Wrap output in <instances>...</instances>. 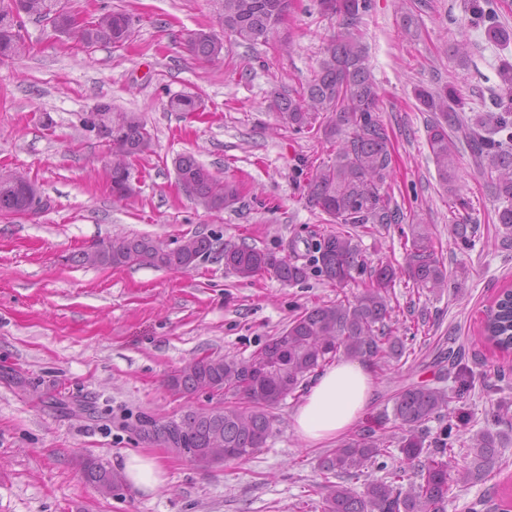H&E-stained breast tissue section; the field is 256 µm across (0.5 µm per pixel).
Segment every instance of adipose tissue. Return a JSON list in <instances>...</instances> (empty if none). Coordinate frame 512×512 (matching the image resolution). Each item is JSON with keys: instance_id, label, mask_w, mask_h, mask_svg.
<instances>
[{"instance_id": "ef3b65f1", "label": "adipose tissue", "mask_w": 512, "mask_h": 512, "mask_svg": "<svg viewBox=\"0 0 512 512\" xmlns=\"http://www.w3.org/2000/svg\"><path fill=\"white\" fill-rule=\"evenodd\" d=\"M374 389L368 363L351 359L336 362L312 379L293 413L296 434L312 448L344 437L366 415Z\"/></svg>"}]
</instances>
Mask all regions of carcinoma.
Instances as JSON below:
<instances>
[{
    "label": "carcinoma",
    "instance_id": "carcinoma-1",
    "mask_svg": "<svg viewBox=\"0 0 512 512\" xmlns=\"http://www.w3.org/2000/svg\"><path fill=\"white\" fill-rule=\"evenodd\" d=\"M295 0H222L224 35L200 31L189 41L190 51L208 61L219 58L224 41L254 45L267 42L294 7ZM371 0H319L320 8L336 18V31L328 38L324 57L314 77L286 93L273 92L274 107L282 125L293 130H314L332 148V157L317 166L307 184L308 203L328 216L336 230L314 232L303 257L278 256L249 245H224V267L244 280L269 275L291 285L318 273L342 288L353 274L369 275V285L353 300H338L306 309L286 329L270 337L249 359L205 356L186 363L166 378L174 394L190 395L231 392L246 406L189 409L178 422L183 447L196 449L194 464L204 470L225 462L223 453L239 458L260 448L272 426L270 410L283 398L302 387L310 374L342 353L364 361L400 360L407 352L405 339L397 335L389 294L396 269L389 263L368 267L351 230L373 233L377 224H405L410 217L394 202L393 158L388 126L379 115V93L368 63L367 48L359 26ZM473 18L488 24V34L500 41L512 39V32L498 21V0H469ZM70 13L64 0H0V56L19 55L25 47L22 16L53 24L70 34L83 49L99 44H122L132 33V18L112 12L91 20L70 33L63 28ZM416 97L432 113L427 143L440 185L453 204L462 209V222L452 231L468 245L477 233L470 202L461 195L458 183L460 150L466 148L475 169L499 203L497 221L512 235V106L499 111L462 114L456 92L446 88L419 89ZM172 112H202L205 102L190 94L170 98ZM106 143L118 135L117 149L129 151L128 158L145 154L152 133L136 112H123L112 126L101 123ZM176 175L194 185L193 200L208 212H220L241 201L233 181L213 175L197 158L184 153L173 160ZM34 195L27 186L0 189V215L35 214ZM406 272L418 289L434 292L444 288L447 277L429 235L411 230L404 237ZM215 239L194 233L175 248H164L156 240L117 237L94 244L71 261L100 268L148 266L187 272L196 257L215 251ZM476 342L512 352V289L505 290L484 313ZM448 362L452 388L462 395L468 387L463 378L460 351L448 347L439 351ZM444 389L428 384L402 387L393 399V417L402 430L399 437L400 465L387 480L365 483L355 494L346 481L363 475L367 466L381 455L384 442L372 428L340 443L321 459L323 481L314 494L320 497L321 512H446L449 471L458 439L444 427L430 438L420 426L448 407ZM501 435L482 431L472 440L473 466L458 473V481L479 480L494 464ZM83 478L99 494L112 495V488L124 483L122 474L102 460L89 456L83 464Z\"/></svg>",
    "mask_w": 512,
    "mask_h": 512
}]
</instances>
